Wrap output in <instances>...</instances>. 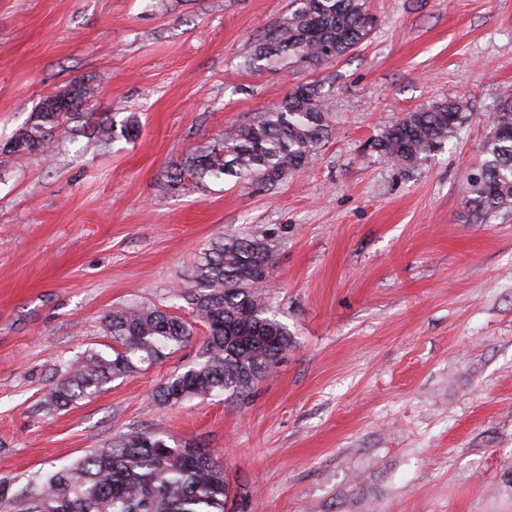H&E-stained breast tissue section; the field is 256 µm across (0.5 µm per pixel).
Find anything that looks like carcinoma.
Masks as SVG:
<instances>
[{"label": "carcinoma", "mask_w": 512, "mask_h": 512, "mask_svg": "<svg viewBox=\"0 0 512 512\" xmlns=\"http://www.w3.org/2000/svg\"><path fill=\"white\" fill-rule=\"evenodd\" d=\"M376 19L367 0H292L286 18L254 45L269 66L284 60L318 65L353 51L371 34ZM91 94L78 85L59 97L46 96L28 122L1 151L20 160L52 148L75 110ZM472 118L468 102L443 99L407 112L383 126L368 148L404 176L421 170L448 139ZM136 127L100 123V144L132 137ZM334 132L327 99L315 82L300 85L260 118L224 132V141L189 156L169 175L236 177L271 190L309 167ZM484 160L468 178L474 218L488 223L512 212V102L502 105L483 146ZM277 264L274 248L259 236H228L199 256L194 282L176 296L204 323L200 361L168 377L155 398L179 404L195 397L248 396L292 346L288 329L269 311L262 291ZM112 354L91 350L71 363L46 390L43 408L54 411L99 393L112 380L141 365L161 362L195 335L193 324L158 307H115L104 316ZM0 479V501L17 512H225L229 484L216 455L162 433L130 430L104 448L51 472L27 491L14 493Z\"/></svg>", "instance_id": "obj_1"}]
</instances>
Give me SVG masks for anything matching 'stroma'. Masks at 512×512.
Wrapping results in <instances>:
<instances>
[{"instance_id": "35a3bbf8", "label": "stroma", "mask_w": 512, "mask_h": 512, "mask_svg": "<svg viewBox=\"0 0 512 512\" xmlns=\"http://www.w3.org/2000/svg\"><path fill=\"white\" fill-rule=\"evenodd\" d=\"M378 25L334 62L271 69L255 41L290 0H0V143L48 93L77 122L55 148L0 153V478L15 489L132 429L215 451L227 512H512V213L476 222L467 175L512 101V0H367ZM319 82L335 132L278 187L172 184L225 130ZM468 99L471 121L413 177L366 142L403 113ZM257 235L267 302L294 345L247 397L154 393L206 334L54 412L66 363L118 305L177 308L198 254ZM96 137L98 142L103 145L106 144L109 139L116 137H132L135 133L136 127L132 121H123L120 124V132L117 133V124L114 121L110 124L99 123L96 127Z\"/></svg>"}]
</instances>
